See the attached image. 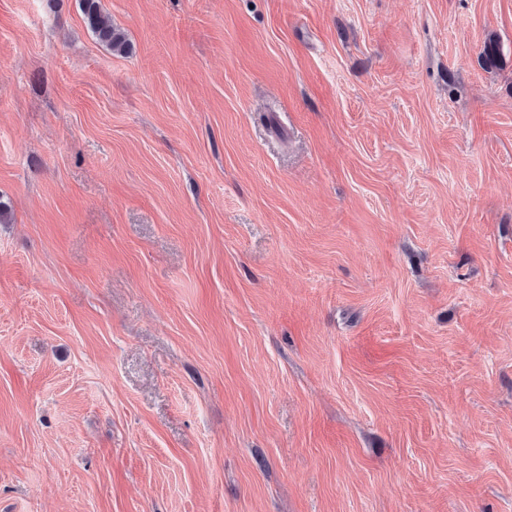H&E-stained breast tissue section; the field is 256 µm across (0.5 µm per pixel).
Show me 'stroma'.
Masks as SVG:
<instances>
[{
  "label": "stroma",
  "mask_w": 512,
  "mask_h": 512,
  "mask_svg": "<svg viewBox=\"0 0 512 512\" xmlns=\"http://www.w3.org/2000/svg\"><path fill=\"white\" fill-rule=\"evenodd\" d=\"M102 4L0 0V512H512V0ZM101 2V0H80V8L87 28L111 51L129 52L131 44L125 33L112 23L111 15L103 8Z\"/></svg>",
  "instance_id": "35a3bbf8"
}]
</instances>
